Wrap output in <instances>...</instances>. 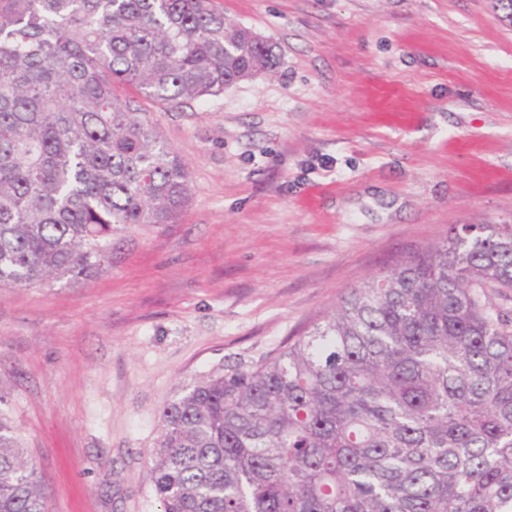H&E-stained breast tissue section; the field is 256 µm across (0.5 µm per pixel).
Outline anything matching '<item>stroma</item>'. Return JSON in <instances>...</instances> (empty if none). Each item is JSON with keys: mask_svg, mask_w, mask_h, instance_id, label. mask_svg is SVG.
Masks as SVG:
<instances>
[{"mask_svg": "<svg viewBox=\"0 0 512 512\" xmlns=\"http://www.w3.org/2000/svg\"><path fill=\"white\" fill-rule=\"evenodd\" d=\"M275 72L140 100L190 174L93 278L0 288V416L49 512H161L149 455L196 379L272 358L452 224H512V25L496 0H215Z\"/></svg>", "mask_w": 512, "mask_h": 512, "instance_id": "1", "label": "stroma"}]
</instances>
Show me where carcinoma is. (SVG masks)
<instances>
[{
  "instance_id": "obj_1",
  "label": "carcinoma",
  "mask_w": 512,
  "mask_h": 512,
  "mask_svg": "<svg viewBox=\"0 0 512 512\" xmlns=\"http://www.w3.org/2000/svg\"><path fill=\"white\" fill-rule=\"evenodd\" d=\"M214 0H0V286L87 280L134 224H170L182 159L159 104L276 68ZM512 224H453L269 360L161 412L163 512H512ZM0 512H48L0 417Z\"/></svg>"
}]
</instances>
